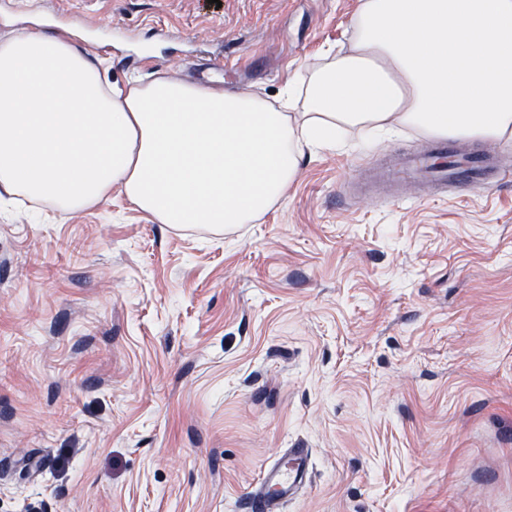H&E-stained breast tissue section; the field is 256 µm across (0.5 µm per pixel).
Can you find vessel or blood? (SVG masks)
I'll return each mask as SVG.
<instances>
[{"label": "vessel or blood", "instance_id": "b4317fda", "mask_svg": "<svg viewBox=\"0 0 512 512\" xmlns=\"http://www.w3.org/2000/svg\"><path fill=\"white\" fill-rule=\"evenodd\" d=\"M377 184L409 183L429 189L466 186L489 189L512 179V167L497 161L489 150H462L451 137L429 142L420 152L396 150L368 170ZM285 461L263 466L259 480L245 495L242 512H277L308 479L312 451L290 448Z\"/></svg>", "mask_w": 512, "mask_h": 512}]
</instances>
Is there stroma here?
<instances>
[{
	"label": "stroma",
	"instance_id": "obj_1",
	"mask_svg": "<svg viewBox=\"0 0 512 512\" xmlns=\"http://www.w3.org/2000/svg\"><path fill=\"white\" fill-rule=\"evenodd\" d=\"M358 0H40L110 82L276 98ZM401 129L304 157L251 224H161L120 190L35 224L0 202V512H512V183L365 187ZM283 455L288 457L286 464L275 459L263 466L259 480L242 501L241 511L274 512L305 484L310 470L311 449L288 448Z\"/></svg>",
	"mask_w": 512,
	"mask_h": 512
}]
</instances>
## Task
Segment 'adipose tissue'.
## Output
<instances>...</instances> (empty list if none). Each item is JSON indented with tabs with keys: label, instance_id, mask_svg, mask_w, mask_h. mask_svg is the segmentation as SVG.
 Masks as SVG:
<instances>
[{
	"label": "adipose tissue",
	"instance_id": "ef3b65f1",
	"mask_svg": "<svg viewBox=\"0 0 512 512\" xmlns=\"http://www.w3.org/2000/svg\"><path fill=\"white\" fill-rule=\"evenodd\" d=\"M349 31L274 101L165 74L121 94L76 38L1 33L0 195L76 212L117 186L159 223L218 229L350 129L512 140V0H359Z\"/></svg>",
	"mask_w": 512,
	"mask_h": 512
}]
</instances>
